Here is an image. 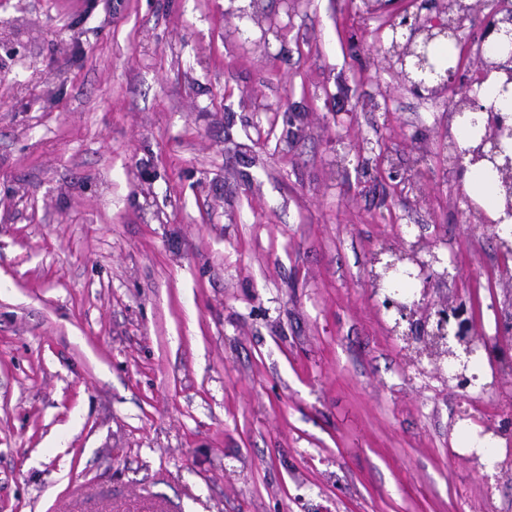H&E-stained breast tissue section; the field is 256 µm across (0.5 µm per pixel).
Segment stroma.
Segmentation results:
<instances>
[{"label":"stroma","instance_id":"1","mask_svg":"<svg viewBox=\"0 0 512 512\" xmlns=\"http://www.w3.org/2000/svg\"><path fill=\"white\" fill-rule=\"evenodd\" d=\"M359 0H0V512H512V375L462 391L391 333L370 260L512 357V276L451 159L459 87Z\"/></svg>","mask_w":512,"mask_h":512}]
</instances>
